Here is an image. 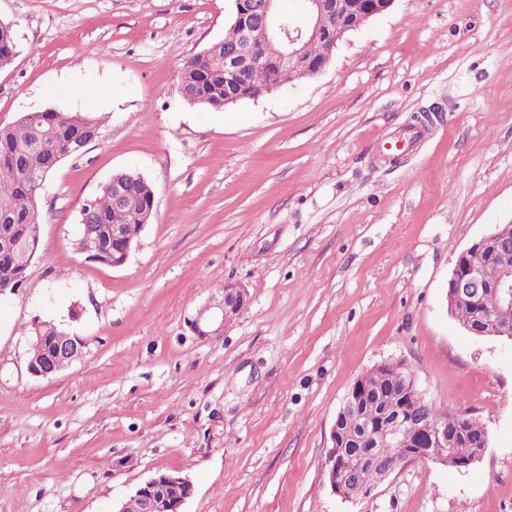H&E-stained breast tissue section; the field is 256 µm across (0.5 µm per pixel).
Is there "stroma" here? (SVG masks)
I'll list each match as a JSON object with an SVG mask.
<instances>
[{"mask_svg":"<svg viewBox=\"0 0 512 512\" xmlns=\"http://www.w3.org/2000/svg\"><path fill=\"white\" fill-rule=\"evenodd\" d=\"M231 0H0L17 54L0 126L45 109L105 115L103 138L39 191L40 246L0 298V512H112L160 473L182 512H512V341L450 316L475 238L512 221V0H394L317 76L221 110L187 105L184 63L223 39ZM421 143L387 159L414 115ZM155 211L118 268L76 249L113 173ZM218 335L190 319L224 283ZM84 340L32 377L31 327ZM401 362L490 444L468 471L406 463L365 497L332 493L341 402ZM220 289L223 290V299L209 302L190 320L191 327L198 336H211L224 329V324L245 304V291L238 284L227 282Z\"/></svg>","mask_w":512,"mask_h":512,"instance_id":"stroma-1","label":"stroma"}]
</instances>
